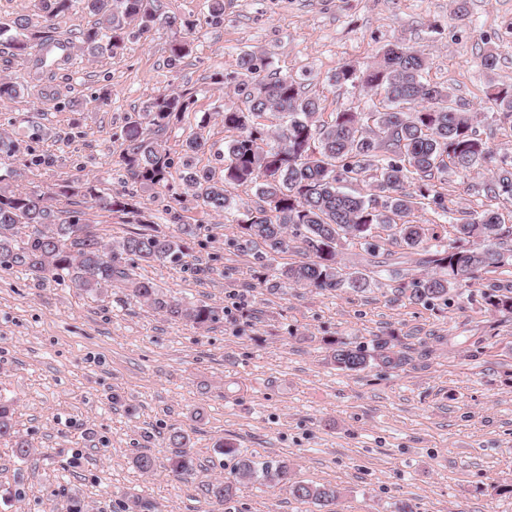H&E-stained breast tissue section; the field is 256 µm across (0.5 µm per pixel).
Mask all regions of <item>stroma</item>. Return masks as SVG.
<instances>
[{
  "mask_svg": "<svg viewBox=\"0 0 512 512\" xmlns=\"http://www.w3.org/2000/svg\"><path fill=\"white\" fill-rule=\"evenodd\" d=\"M180 27L134 31L121 54L73 56L25 86L28 66L0 41V78L22 83L0 100V136L45 158L22 190L74 180L99 193L126 195L173 235L202 227L182 264L135 261L137 278L167 296L206 303L218 317L203 327L170 319L124 288L92 295L43 281L22 268H0V401L11 402L14 429L31 449L15 457L0 439V512H318L286 489L257 480L228 503L209 491L232 477L231 442L257 460L290 461L296 479L334 487L335 512H512V315L484 302V284L512 283V267H490L478 284L448 302L411 301L385 282L369 288L315 290L258 283L261 266L238 225L257 207L255 186H230L235 206L218 215L193 199L166 213L183 192L185 163L224 171L226 134L219 117L235 97L214 73L239 70L243 52L268 62L267 73L294 80L319 98L323 114L369 111L368 95L333 74L371 65L395 39L424 50L426 81L451 88L479 115L476 129L498 160L512 163V124L489 115V83H512V0H468L464 19L449 0H224L211 17L207 0H161ZM190 51L168 62L172 40ZM499 62L482 66L486 52ZM195 91L197 102L167 136L169 190L131 179L120 163L122 130L159 94ZM196 132L204 149L186 159ZM476 175L441 179L447 216L420 212L430 232L454 238L463 211L480 209ZM56 208L85 211L104 240L132 235L119 213L86 209L82 195ZM396 336L411 359L403 368L373 366L356 375L330 361V341L367 345ZM183 430L192 474L166 470L169 437ZM158 469L141 473V453Z\"/></svg>",
  "mask_w": 512,
  "mask_h": 512,
  "instance_id": "stroma-1",
  "label": "stroma"
}]
</instances>
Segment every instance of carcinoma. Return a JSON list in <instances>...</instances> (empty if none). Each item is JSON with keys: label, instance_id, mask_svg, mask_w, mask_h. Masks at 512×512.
Here are the masks:
<instances>
[{"label": "carcinoma", "instance_id": "carcinoma-1", "mask_svg": "<svg viewBox=\"0 0 512 512\" xmlns=\"http://www.w3.org/2000/svg\"><path fill=\"white\" fill-rule=\"evenodd\" d=\"M80 1L99 16L98 23L73 37L54 35L52 20ZM40 12V22L28 16L0 20V36H7L14 55L23 61L36 57L37 76L41 68L70 58L72 47L94 59L110 58L123 50L128 30L171 29L178 24L176 17L161 11L160 0H40ZM427 67L426 53L399 41L387 45L379 60L363 71L340 67L334 82L357 84L377 102L369 112L343 110L326 121L319 118L318 99L286 77L263 74L260 57L243 53L240 77L233 80L241 104L221 113L224 130L234 132L224 144V174L202 173L188 164L183 175L186 190L203 205L225 212L233 206L226 186L255 185L262 205L247 210L240 228L246 243L260 252L263 267L295 286L362 290L386 274L398 291L426 304L446 299L487 267L512 266V225L491 207L467 212L450 242L429 234L416 220V212L427 204L448 212L436 180L453 169L487 171L479 191L490 201L512 195V167L493 164V148L475 130L477 116L456 105L448 88L425 82ZM487 99L496 115L512 120V87L492 84ZM194 104L192 93L176 88L129 119L121 162L135 181L150 188L168 187L173 161L164 136ZM265 114L278 116L281 123L257 122ZM74 194L68 181L47 193L1 186L0 267H21L42 280H68L91 293L129 288L156 312L198 326L216 319L217 308L184 305L129 272L130 256L159 264L191 256L199 225L180 224L178 234L160 235L137 207L89 187L83 194L89 208L129 215L142 225L129 237L106 242L82 222L80 212L60 219L53 201ZM21 225L31 228L24 238L18 236ZM376 226L405 249L406 257L422 256L415 264L429 271L411 278L409 269H396L387 258L377 260L376 247L369 242ZM348 240L364 241L371 259L345 270L336 256L338 245ZM298 242L304 244L306 260L273 266L277 255ZM483 296L492 309L512 314V287L489 285ZM331 358L339 369L356 374L373 365L400 369L407 361L394 336H377L369 348L342 343ZM13 433V410L0 402V437ZM190 443L186 432L170 436L175 448L168 458L171 472L194 471ZM219 451L238 458V463L234 479L212 484L218 501L233 499L238 486L260 478L286 487L292 497L315 504L320 512H334L338 491L296 480L288 460L257 461L230 442L221 443Z\"/></svg>", "mask_w": 512, "mask_h": 512}]
</instances>
